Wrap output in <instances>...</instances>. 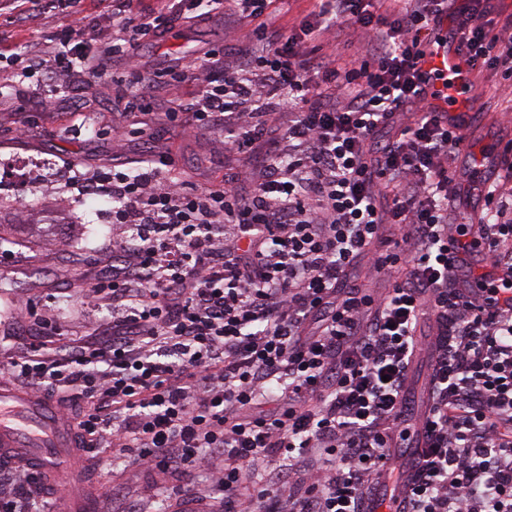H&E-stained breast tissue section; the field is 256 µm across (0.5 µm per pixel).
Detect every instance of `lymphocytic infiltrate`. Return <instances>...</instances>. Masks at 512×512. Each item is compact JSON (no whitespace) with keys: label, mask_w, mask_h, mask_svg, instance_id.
Here are the masks:
<instances>
[{"label":"lymphocytic infiltrate","mask_w":512,"mask_h":512,"mask_svg":"<svg viewBox=\"0 0 512 512\" xmlns=\"http://www.w3.org/2000/svg\"><path fill=\"white\" fill-rule=\"evenodd\" d=\"M243 40L188 65L196 93L170 126L206 125L225 148L265 149L250 189L194 193L167 178L169 155L113 169L96 187L112 198L118 259L93 293L112 303L102 335L56 347L47 330L0 378L74 407L86 449L135 455L159 475L190 469L224 512H512V189L491 179L487 220L450 222L448 159L459 126L433 104L420 65L447 36L471 74L512 81V14L492 0H315L299 32L275 22L278 0H212ZM112 0V49L133 53L180 22L192 0ZM369 36L349 59L328 34ZM50 72L97 73L103 30L73 23ZM278 113L276 130L266 117ZM404 249L372 252L383 225ZM501 275L461 277L463 255ZM392 277L382 299L352 285L360 259ZM432 357L430 404L410 418L406 372ZM420 464L375 485L405 429ZM252 472L253 492L242 490Z\"/></svg>","instance_id":"1"}]
</instances>
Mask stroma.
I'll return each mask as SVG.
<instances>
[{
	"label": "stroma",
	"mask_w": 512,
	"mask_h": 512,
	"mask_svg": "<svg viewBox=\"0 0 512 512\" xmlns=\"http://www.w3.org/2000/svg\"><path fill=\"white\" fill-rule=\"evenodd\" d=\"M204 18L176 25L165 39L144 46L139 70L150 82L154 112L169 111L173 97L189 102L193 88L182 70L193 57L238 44L234 21L211 10L201 0ZM111 28L112 12L102 0H70L69 7L44 6L33 19L19 10L0 9V163L12 161L33 168L27 187L0 188V224L13 227L18 244L0 249V366L23 346L19 328H34L42 320L56 329L55 341L66 342L102 329L112 319V307L92 294L87 282L111 274L112 200L79 196L71 184L79 178L111 172L113 162L136 163L149 151H171L167 169L186 190L219 185L221 177L245 179L249 164L224 148L222 132L198 127L180 136L133 133L121 86L129 82L125 55L99 47L101 72H75L69 84L55 87L47 71L27 74V53L35 47L56 46L75 18ZM477 92L465 114V145L448 164L457 189L454 215L458 223L483 220L485 200L470 188V151L484 155L487 175H504V145L512 140V89L499 72L483 70ZM77 472L63 479L64 491L45 489L28 512H65L66 504L84 499L88 512H126L142 503L147 512H160L165 497L196 491L201 480L186 471L158 483L127 457L102 448L79 456Z\"/></svg>",
	"instance_id": "stroma-1"
}]
</instances>
